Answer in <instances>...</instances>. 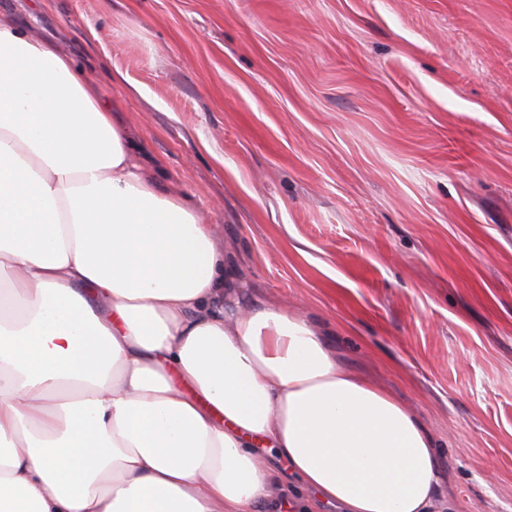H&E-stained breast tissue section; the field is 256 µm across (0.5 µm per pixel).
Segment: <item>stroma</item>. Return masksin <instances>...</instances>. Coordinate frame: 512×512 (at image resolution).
Listing matches in <instances>:
<instances>
[{
    "instance_id": "35a3bbf8",
    "label": "stroma",
    "mask_w": 512,
    "mask_h": 512,
    "mask_svg": "<svg viewBox=\"0 0 512 512\" xmlns=\"http://www.w3.org/2000/svg\"><path fill=\"white\" fill-rule=\"evenodd\" d=\"M127 122L249 294L328 329L512 512V0H0Z\"/></svg>"
}]
</instances>
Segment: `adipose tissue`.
Masks as SVG:
<instances>
[{
	"instance_id": "1",
	"label": "adipose tissue",
	"mask_w": 512,
	"mask_h": 512,
	"mask_svg": "<svg viewBox=\"0 0 512 512\" xmlns=\"http://www.w3.org/2000/svg\"><path fill=\"white\" fill-rule=\"evenodd\" d=\"M444 478L415 413L240 292L90 78L0 11V512H456Z\"/></svg>"
}]
</instances>
